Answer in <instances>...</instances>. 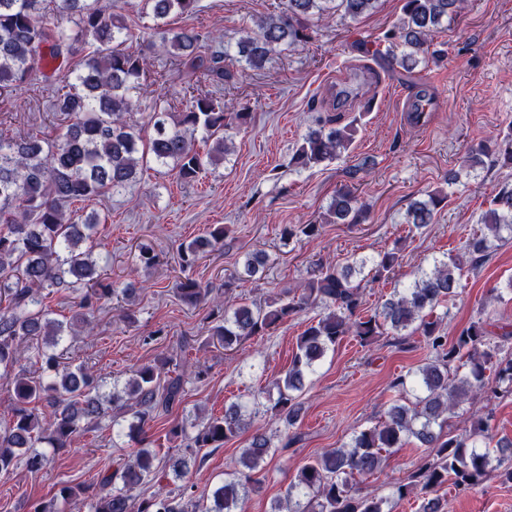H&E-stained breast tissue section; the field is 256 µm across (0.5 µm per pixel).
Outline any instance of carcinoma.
Masks as SVG:
<instances>
[{
    "label": "carcinoma",
    "mask_w": 512,
    "mask_h": 512,
    "mask_svg": "<svg viewBox=\"0 0 512 512\" xmlns=\"http://www.w3.org/2000/svg\"><path fill=\"white\" fill-rule=\"evenodd\" d=\"M137 8L152 21L140 40L161 34L164 53L187 78L185 109L172 113L153 107L143 122L133 119L131 95L150 64L126 46L130 29L123 15L106 12L101 0H0V90L41 78L54 88L53 109L59 117L53 139L30 133L0 139V302L6 303L0 308V380L13 393L11 419L0 429V473L9 472L21 456L30 470H41L48 457L40 445L67 448L108 416L112 432L140 434L185 396L183 376L170 360L137 366L124 384L113 383L107 396L87 368L62 367L52 351L68 334L91 335L90 312L102 302L115 296L129 303L136 292L132 282L119 287L101 279L93 240L102 219L94 211L80 215L71 205L130 187L149 163L193 181L224 162L228 142L250 119L248 112L224 111L223 102L195 89L202 81L222 83L232 77L224 67L225 53L209 50L208 35L194 27H170V19L195 14L198 0H138ZM375 8L376 0H284L280 11L258 18L239 39L238 61L260 69L272 53L305 41L310 21H324L336 10L355 20ZM464 8L465 0H403V18L388 37L404 50L391 57V65L411 71L429 52L434 29ZM87 39L93 50L72 64ZM354 133L353 123L340 126L328 116L308 128L291 163L307 169L330 161L351 144ZM197 134L208 145L204 152L194 146ZM447 201L448 193L429 192L409 204L406 223L418 230L428 227ZM366 213V205L345 185L336 192L326 220L360 224ZM320 229L319 224H285L280 238L286 243L314 238ZM228 232L217 224L180 245L175 293L188 306L210 307L208 336L226 351L271 335L310 307L321 308L298 337L288 368L272 381L276 393L268 390L265 401L255 399L250 405L231 403L221 415L185 417L172 430L184 448L170 458L169 473L154 466L150 449L141 448L114 470L99 473L93 494L86 495L83 485L65 486L35 512H62V505L81 495L88 512H247L252 484L278 452L263 431L245 441L239 468L214 487L210 502L187 496L185 485L170 484L186 478L201 449L223 447L241 435L250 419L269 414L295 426L306 382L343 337L354 336L367 346L407 330L424 337L432 357L394 382L398 398L376 423L301 465L271 512H393L411 496L420 499L418 512H445L437 492L449 482L466 490L493 473L512 482V440H494L490 414L481 406L491 399L488 371L512 393V324L480 318L450 342L443 318L435 314L459 295L463 279L489 261L499 242L512 238V186H502L492 197L482 227L469 234L462 252L433 259L370 316L363 315L362 281L390 279L400 266V247L342 266L323 265L293 295L235 306L213 296L191 274L199 259L224 246ZM268 262L263 251L246 254L242 268L224 277V295L241 280H263ZM134 263L150 269L158 255L141 245ZM50 288L79 294L78 310L68 321L52 317L45 304ZM32 363L40 364L42 374L31 373ZM464 406L474 416L471 429L447 436L445 427ZM412 440L428 454L409 481L393 486L388 496L363 490L362 478L380 470L392 449ZM138 488L142 494L136 497Z\"/></svg>",
    "instance_id": "cac0c4a2"
}]
</instances>
